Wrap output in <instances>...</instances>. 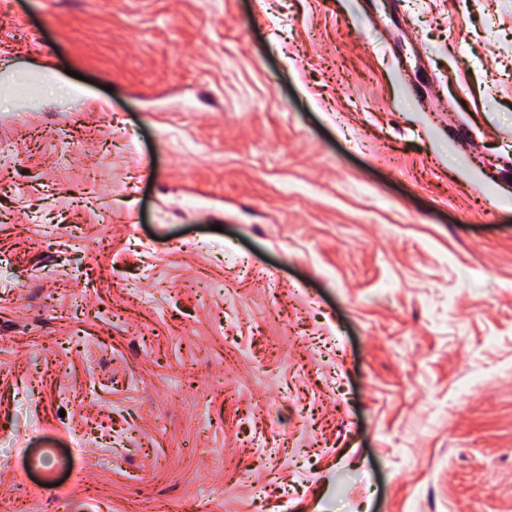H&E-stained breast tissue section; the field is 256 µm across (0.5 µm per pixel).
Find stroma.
I'll use <instances>...</instances> for the list:
<instances>
[{
	"mask_svg": "<svg viewBox=\"0 0 512 512\" xmlns=\"http://www.w3.org/2000/svg\"><path fill=\"white\" fill-rule=\"evenodd\" d=\"M0 91V505L512 512V0H0ZM50 75L48 88L58 91L67 99L78 102L89 96L90 93L87 89L69 83L65 78L56 73H51Z\"/></svg>",
	"mask_w": 512,
	"mask_h": 512,
	"instance_id": "stroma-1",
	"label": "stroma"
}]
</instances>
